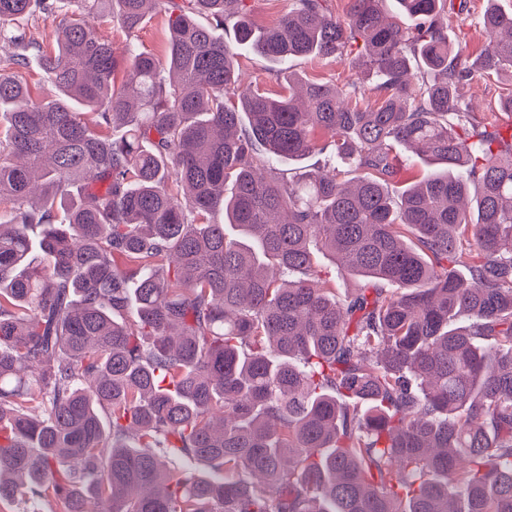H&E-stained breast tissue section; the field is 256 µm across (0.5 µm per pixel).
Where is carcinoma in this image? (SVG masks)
<instances>
[{"mask_svg":"<svg viewBox=\"0 0 512 512\" xmlns=\"http://www.w3.org/2000/svg\"><path fill=\"white\" fill-rule=\"evenodd\" d=\"M166 2L0 0L50 89L0 69V502L512 512V138L458 96L512 76V11L487 0L473 59L467 0H291L267 29L188 0L162 62L134 36ZM35 12L64 15L51 52ZM238 48L285 92L241 86ZM397 143L435 169L395 193ZM469 15L463 22L453 20L454 29L448 31L450 37L456 41L457 39L466 41L468 49L472 52V58L479 53L482 45L486 41V34L480 24V17L484 11L485 0H467ZM295 71L302 77L333 82L340 88L354 74L351 64L340 58H307L295 66Z\"/></svg>","mask_w":512,"mask_h":512,"instance_id":"cac0c4a2","label":"carcinoma"}]
</instances>
